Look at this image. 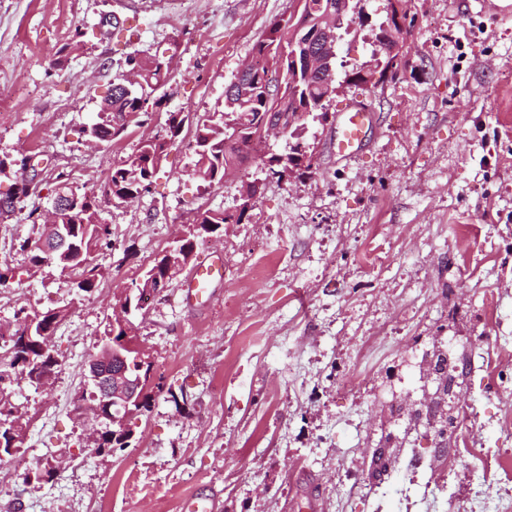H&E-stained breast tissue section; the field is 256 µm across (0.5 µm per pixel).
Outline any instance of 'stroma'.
Returning a JSON list of instances; mask_svg holds the SVG:
<instances>
[{
  "mask_svg": "<svg viewBox=\"0 0 512 512\" xmlns=\"http://www.w3.org/2000/svg\"><path fill=\"white\" fill-rule=\"evenodd\" d=\"M411 23L405 67L346 86L326 117L308 119L314 149L305 179H278L260 159L206 184L193 174L194 120L223 110L224 92L293 0H0V158L29 160L36 190L0 216V324L19 307L64 306L50 347L61 367L46 388L15 386L29 420L21 454L0 459V512H181L216 495L218 512H460L471 463L442 472L425 437L405 434L423 402L422 354L451 344L465 374L451 403L473 415L476 443L512 449V17L477 0H403ZM338 46V79L368 65L387 0H361ZM132 49L165 51L163 109L112 146L80 138L112 84L128 73L112 21ZM364 103L359 150L337 154L336 124ZM192 119L149 189L105 205L112 245L106 277L76 294L59 271L30 277L21 239L31 209L51 205L58 175L102 191L114 164L163 134L167 112ZM260 193L241 223L197 247L225 276L212 301L184 302L174 278L129 316L150 356L149 411L128 421L129 448L98 455L80 413L85 366L103 345L118 296L181 237L196 211H235L243 183ZM497 360L488 376L485 357ZM401 447L398 468L367 497L379 443ZM58 463L51 478L31 472ZM448 483L427 499L426 483Z\"/></svg>",
  "mask_w": 512,
  "mask_h": 512,
  "instance_id": "obj_1",
  "label": "stroma"
}]
</instances>
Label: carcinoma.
Listing matches in <instances>:
<instances>
[{"mask_svg": "<svg viewBox=\"0 0 512 512\" xmlns=\"http://www.w3.org/2000/svg\"><path fill=\"white\" fill-rule=\"evenodd\" d=\"M288 40V29L274 22L269 36L256 42L253 47L254 67L236 75L233 92L224 95V110L197 120L196 156L193 175L203 182L212 184L224 180L226 172L244 164L254 147L250 138L263 124L264 117L273 104L271 93L276 88L266 90L267 58L269 47L274 42ZM138 52L127 56L128 64L137 70L140 82L126 90L121 84H112L111 111L98 113V120L91 124L98 141L107 145L120 140L130 127H139L149 117V109L162 105V99L154 93L170 75V67L162 68L156 58L137 59ZM281 82L290 90L300 107L316 106L324 95L323 85L316 77L296 79L295 75L283 73ZM189 115L182 112L168 114L165 135L152 141L140 143L136 153L112 167L104 181V193L112 199L121 201L126 195L139 194L145 190L151 178L158 170L166 146L182 132ZM30 180L17 178L15 192L0 198V215L12 213L17 205L27 198L32 190ZM95 206L72 213H62L60 230L74 244L65 250L49 253L44 247L51 246L54 233L44 224L35 236L21 240L19 251L28 263V273L34 275L46 268L67 272L74 278L78 291L91 293L105 276L99 264L95 262L96 253L110 245L111 227L98 219ZM233 214L226 211L205 210L196 214L192 223L179 241V249L166 252L144 273L140 283L135 285L138 295L120 297L114 306L124 307L125 303L137 304L146 301V287L162 285L166 288L172 279L192 259L197 246L207 238L224 234V225L234 224ZM67 307H53L42 310H30L20 307L14 312L15 329L4 337L0 335V348L8 353L0 361V422L8 426L0 429V454L13 455L20 452L24 443L28 421L19 414L11 402L6 384L20 376L29 382H37L46 374H55L60 363L51 350L42 348L40 331H56L58 325L68 316ZM445 359L435 369L436 389L439 396L435 401L434 415L441 422L448 418V390L454 376L443 368Z\"/></svg>", "mask_w": 512, "mask_h": 512, "instance_id": "1", "label": "carcinoma"}]
</instances>
